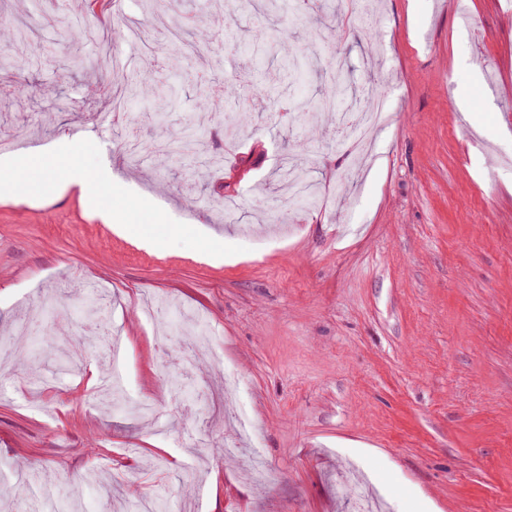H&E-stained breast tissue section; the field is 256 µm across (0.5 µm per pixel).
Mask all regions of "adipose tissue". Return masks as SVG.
Segmentation results:
<instances>
[{"label": "adipose tissue", "instance_id": "ef3b65f1", "mask_svg": "<svg viewBox=\"0 0 512 512\" xmlns=\"http://www.w3.org/2000/svg\"><path fill=\"white\" fill-rule=\"evenodd\" d=\"M41 160H48L53 164L47 179L52 194L78 191L82 198L92 203L95 216L104 223L121 229L130 224L132 212L126 202L122 183L110 185V201L102 203L97 192L100 183L98 175L86 172L75 164L73 154L64 146H31L21 150L12 164L0 165V197L17 203L30 200L32 193L29 189V170L32 163Z\"/></svg>", "mask_w": 512, "mask_h": 512}]
</instances>
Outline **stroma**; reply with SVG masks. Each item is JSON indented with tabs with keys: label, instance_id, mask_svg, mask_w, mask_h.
I'll return each mask as SVG.
<instances>
[{
	"label": "stroma",
	"instance_id": "obj_1",
	"mask_svg": "<svg viewBox=\"0 0 512 512\" xmlns=\"http://www.w3.org/2000/svg\"><path fill=\"white\" fill-rule=\"evenodd\" d=\"M174 2L148 18L142 0H115L126 32L149 30L133 42L108 24L71 39L85 0H0L24 30L0 51V138L67 143L141 206L122 236L76 192L0 202V336L24 335L47 298L68 311L0 355V512H26L47 487L77 512H127L140 495L160 512H354L360 485L374 512H512V0H467L469 30L454 0L311 5L303 28L278 18L313 61L295 96L319 95L315 56L330 35L354 89L377 83L392 99L353 165L325 149L336 128L313 116L323 193L310 210L273 199L293 130L269 105L230 141L207 122L200 146L223 157L209 172L194 173L188 153L164 169L123 161L124 127L107 117L150 107L123 103L113 76L167 57L183 13L194 17L184 78L165 123L139 125L145 145L182 141L198 111L189 77L207 61L270 97L284 90L276 60L253 69L227 44L256 37L250 11ZM225 183L230 220L213 205ZM91 284L110 310L103 328L84 315ZM157 298L170 306L146 322ZM166 336L197 349L196 364L183 367ZM228 367L271 471L264 486L249 477V448L223 451L238 441ZM94 374L116 376L115 403Z\"/></svg>",
	"mask_w": 512,
	"mask_h": 512
}]
</instances>
